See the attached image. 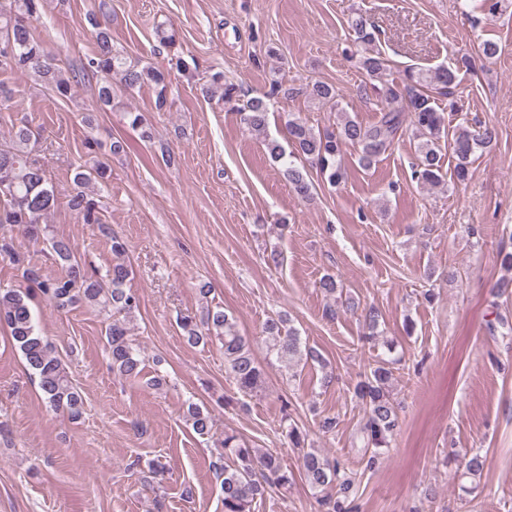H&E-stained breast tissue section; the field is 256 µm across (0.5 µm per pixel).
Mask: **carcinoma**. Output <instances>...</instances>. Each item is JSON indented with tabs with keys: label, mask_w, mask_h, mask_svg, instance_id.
<instances>
[{
	"label": "carcinoma",
	"mask_w": 512,
	"mask_h": 512,
	"mask_svg": "<svg viewBox=\"0 0 512 512\" xmlns=\"http://www.w3.org/2000/svg\"><path fill=\"white\" fill-rule=\"evenodd\" d=\"M41 0H0V46L9 45L12 57L0 59V72H26L40 78L58 94L70 93L71 82L55 67L47 44L37 32L34 22L39 17ZM96 51L83 64V76L96 81L97 100L102 106L112 105V73L116 72L128 88L152 83L165 86V74L152 67L140 68L127 62L112 44L107 23L94 21ZM354 43L369 46L375 42L374 26L361 15L351 20ZM359 68L371 80L382 78L388 68V60L380 51L363 52L358 58ZM473 68L468 57L455 66H440L431 73L413 68L403 71V78L389 84L376 101L379 119L364 125L349 117L336 130L314 132L296 119L288 120L289 142L292 152L276 141L267 143L272 159L281 163L283 174L297 195L311 194L313 183L308 175L299 170L293 158L305 157L311 166L327 177L332 186L341 184L345 168L341 162L343 147L355 144L360 147L359 163L369 169L388 152L396 141L412 132L418 140L417 163L414 175L418 181L436 184L441 179L440 140L448 138V152L456 160L453 176L464 184L472 176L471 157L476 153L489 154L497 142L498 132L489 124L475 129L459 124L453 130L445 126L442 102L448 101V109L456 110L458 72ZM306 95L324 104L337 105L336 90L326 83L310 87L284 88L277 84L272 93ZM267 96L251 97L238 107L241 122L252 132H266L269 107ZM41 137L29 123L23 121L14 131L13 145L0 149V227L8 226L22 236L38 242L43 236L40 218L49 214L58 203L54 186L50 182L43 163L33 154ZM109 179L107 166L95 161L86 169L76 171L73 181L76 189L67 197V207L85 224H95L111 241L116 261L106 274L98 275L78 261L68 242L62 239H46L55 261L63 273L46 277L40 268L25 263V257L16 251L13 238L0 237V257L25 266L24 277L33 284L25 289H0V325L7 327L15 347L22 353L28 368L37 376L39 387L47 402L56 409L66 411L77 418L82 413L81 394L73 386L59 353L39 334L33 311L36 298H41L59 309L79 305L112 308L119 318L112 320L106 329L112 372L125 380H137L142 373L141 362L129 338L126 319L139 308L138 297L124 288L130 275L125 263V243L112 234V229L102 222L98 204L94 199L95 186H103ZM188 343L198 345L216 337L224 345V366L239 389L247 394L256 393L263 387V372L246 337L242 336L233 316L216 306L206 311L200 321L190 315L179 318ZM263 333L269 341V349L281 360L291 361L307 355L319 358L311 349L302 348L297 332L287 326V319L280 314L268 317ZM393 380L392 368L379 362L363 374L356 384L353 396L362 406L364 422L360 433L364 444L379 448L388 443L398 425L395 402L389 388ZM188 416L193 431L207 436L212 429L209 412L192 404ZM214 469L222 477L224 512H252V504L263 498L268 490L290 482L288 467L282 458L271 451L262 452L249 447L238 435L224 432V439L214 449ZM302 469L305 481L317 496L323 512H351L347 500L355 485V478L341 472L335 458L318 451L304 454ZM336 488L338 496L328 495V489Z\"/></svg>",
	"instance_id": "obj_1"
}]
</instances>
